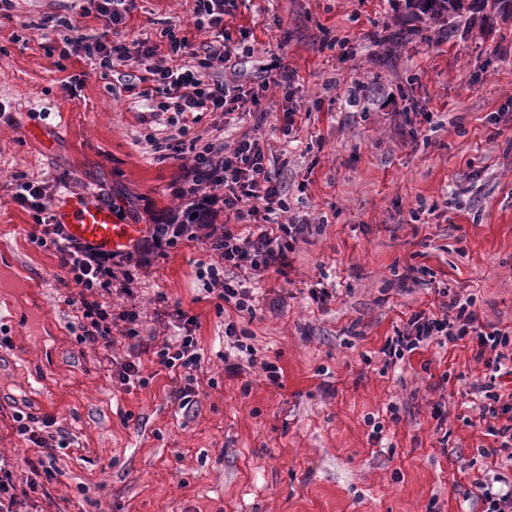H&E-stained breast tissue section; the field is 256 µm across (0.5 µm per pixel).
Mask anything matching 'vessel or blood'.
I'll return each instance as SVG.
<instances>
[{"label": "vessel or blood", "mask_w": 512, "mask_h": 512, "mask_svg": "<svg viewBox=\"0 0 512 512\" xmlns=\"http://www.w3.org/2000/svg\"><path fill=\"white\" fill-rule=\"evenodd\" d=\"M54 221L72 237L112 254L131 250L145 230L141 224L116 223L112 209L88 193L64 197L54 210Z\"/></svg>", "instance_id": "1"}]
</instances>
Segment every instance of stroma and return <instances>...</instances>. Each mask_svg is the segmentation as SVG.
<instances>
[{
	"label": "stroma",
	"instance_id": "35a3bbf8",
	"mask_svg": "<svg viewBox=\"0 0 512 512\" xmlns=\"http://www.w3.org/2000/svg\"><path fill=\"white\" fill-rule=\"evenodd\" d=\"M194 0H138L122 39L162 45L189 24ZM61 15L86 36L104 31L85 0H13L0 18V263L28 269L35 287L0 277V456L24 446L13 411L29 406L73 436L56 450L47 512H482L456 486L476 476L512 482L505 457L480 456L493 437L477 423L472 383L484 367L470 340L430 346L385 366L382 348L443 292L472 296L482 324L512 331V11L462 0L455 38L403 0H238L224 22L250 54L217 67L248 87L274 61L292 67L291 97L260 93L262 124L198 113L191 136L222 143L225 127L256 128L280 175L289 216L310 223L286 273L242 269L255 314L216 312L196 272V244L152 259L133 290L141 336L177 334L158 294L194 316L202 366L216 381L191 410L153 356L148 386H122L77 342L51 250L29 240L34 213L16 203L17 177L89 192L120 224L167 220L183 201L180 170L158 161L147 101L124 89L155 59L103 74L61 56ZM411 41L386 49L391 31ZM348 41L349 50L338 48ZM83 77L78 91L70 81ZM296 108L284 136L283 111ZM425 268L419 281L408 268ZM328 289L327 304L312 290ZM255 351L249 378L224 374V325ZM278 367L279 384L259 368ZM447 396L448 419L432 413ZM381 423L380 440L372 426Z\"/></svg>",
	"mask_w": 512,
	"mask_h": 512
}]
</instances>
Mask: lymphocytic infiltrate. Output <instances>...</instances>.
I'll return each instance as SVG.
<instances>
[{
  "instance_id": "1",
  "label": "lymphocytic infiltrate",
  "mask_w": 512,
  "mask_h": 512,
  "mask_svg": "<svg viewBox=\"0 0 512 512\" xmlns=\"http://www.w3.org/2000/svg\"><path fill=\"white\" fill-rule=\"evenodd\" d=\"M98 16L104 19L106 32L87 39L72 33L70 21H63L66 31L62 39V55L84 54L100 69L110 71L126 65L133 58L149 59L158 55L157 44L149 41L127 43L118 40L117 33L127 15L136 8L137 0H89ZM237 0H196L193 25L210 36L200 46H192L187 37L167 30L166 51L170 65L150 70L148 80L154 82L158 101L152 103L155 112L184 115L193 112H223L232 114L258 106L256 93L238 81L214 78L211 69L215 61L230 60L238 50L224 26L225 16L231 15ZM186 129L163 139L150 138L149 143L159 159L179 162L183 172L182 195L218 204L224 210L220 224H154L147 235L138 239L132 251L110 254L97 250L68 235L51 216L55 193L45 184L21 182L15 202L35 212L36 224L29 234L31 243L53 250L59 268L66 277L62 284L67 290L65 305L80 322L79 343L94 348L113 375L126 386L147 385L141 371V356L152 353L156 363L171 373H182L184 385L177 392L182 408L194 405L201 357L194 336L168 338L141 337L135 326L137 313L125 310L113 313L110 297L113 290L132 295V286L142 272V254L166 253L188 242L200 243L210 257L200 275L207 281V290L218 303H231L239 311H253L254 297L241 288L231 272L250 268L256 272L269 269L284 271L288 266L290 241L307 232V225L295 220L280 221L285 211L283 189L275 172L268 169L265 154L257 138L244 134L233 142L217 145L205 143L185 150ZM256 224L260 231L254 236L234 234L232 224ZM475 343V358L485 367V382L472 386L477 400L479 421L487 435L493 436L498 449L512 461V423L501 418L512 412V403L505 402L498 380L512 371V334L501 330L486 331L474 310L473 297L453 295L441 303L439 312L412 315L404 330L387 339L382 352L387 364L404 359L405 355L429 344L444 347L464 338ZM127 340L128 355L114 356L118 340ZM12 418L18 435L31 448L41 449L51 456L54 449L66 447L68 432L51 416L37 417L15 411Z\"/></svg>"
}]
</instances>
